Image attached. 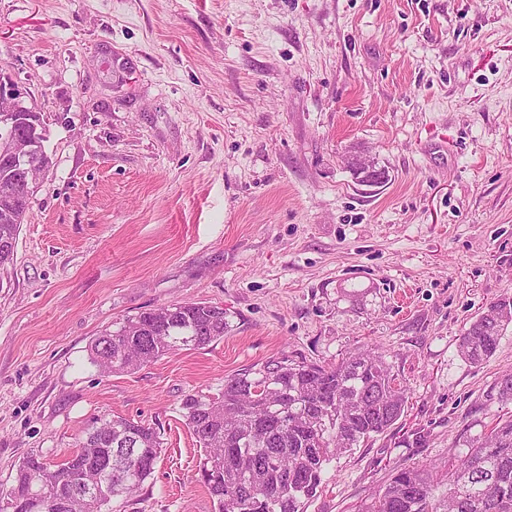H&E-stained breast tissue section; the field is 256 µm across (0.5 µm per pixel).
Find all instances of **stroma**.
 <instances>
[{
    "label": "stroma",
    "mask_w": 512,
    "mask_h": 512,
    "mask_svg": "<svg viewBox=\"0 0 512 512\" xmlns=\"http://www.w3.org/2000/svg\"><path fill=\"white\" fill-rule=\"evenodd\" d=\"M0 82L40 112L53 166L0 277V489L94 421L163 451L112 512H214L180 412L272 357L363 349L406 390L336 456L306 512H358L404 467L443 475L512 418V0H0ZM223 307V340L120 374L107 326ZM497 314L492 319L473 321L459 338L458 353L472 364H480L496 351L504 330L512 325V300L502 299L493 303Z\"/></svg>",
    "instance_id": "obj_1"
}]
</instances>
